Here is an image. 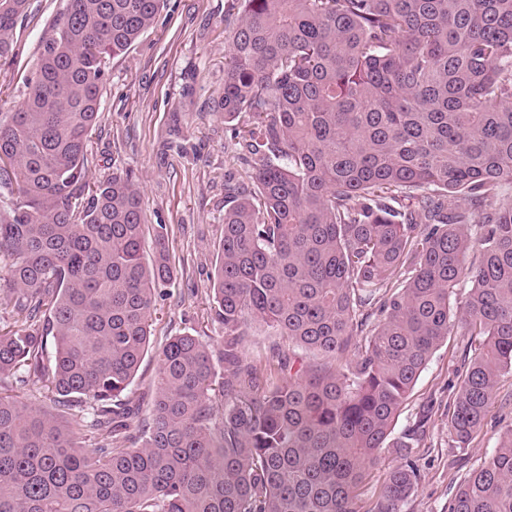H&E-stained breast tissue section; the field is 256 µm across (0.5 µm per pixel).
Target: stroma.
I'll return each mask as SVG.
<instances>
[{"instance_id":"1","label":"stroma","mask_w":512,"mask_h":512,"mask_svg":"<svg viewBox=\"0 0 512 512\" xmlns=\"http://www.w3.org/2000/svg\"><path fill=\"white\" fill-rule=\"evenodd\" d=\"M66 0H28L16 25L14 51L0 58V110L17 107L35 71L40 44L66 10ZM230 0H167L154 26L111 58L100 119L87 147L89 175L131 171L141 187L144 220L166 225L178 275L157 296L151 345L129 393L147 403L158 353L172 336L191 333L219 346L224 331L210 298L217 246L224 234V184L245 180L239 147L218 102L224 93ZM463 342L452 335L433 354L408 396L398 428L422 407L426 434L412 456L418 485L404 512H448L466 473L489 456L501 427L512 423V373L501 377L484 425L467 448L448 443L449 381L461 366Z\"/></svg>"}]
</instances>
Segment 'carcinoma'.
Here are the masks:
<instances>
[{
	"label": "carcinoma",
	"mask_w": 512,
	"mask_h": 512,
	"mask_svg": "<svg viewBox=\"0 0 512 512\" xmlns=\"http://www.w3.org/2000/svg\"><path fill=\"white\" fill-rule=\"evenodd\" d=\"M165 2L67 0L0 118V378L52 403L0 393V512H360L388 448L372 512H403L424 418L391 435L434 352L458 328L479 342L454 448L512 373V0H232L220 108L251 120L252 175L224 209V336L169 338L142 413L124 397L176 271L164 224L145 260L133 176L87 180V144L107 61ZM26 5L0 0V57ZM254 322L320 360L264 375ZM448 512H512L511 425ZM13 383V384H12ZM13 387L14 392L19 395L21 398L27 400L28 402L33 403L36 406H45L49 404L48 398L50 397V393H48L47 389L42 386V384H36L25 387H15L13 379L11 377H2L0 378V390L4 387ZM394 458L395 454L393 453V448H389L385 453V458L382 463L371 471L370 479L363 488L360 497L361 512H369L372 509L377 491L383 484L388 468L393 464Z\"/></svg>",
	"instance_id": "cac0c4a2"
}]
</instances>
